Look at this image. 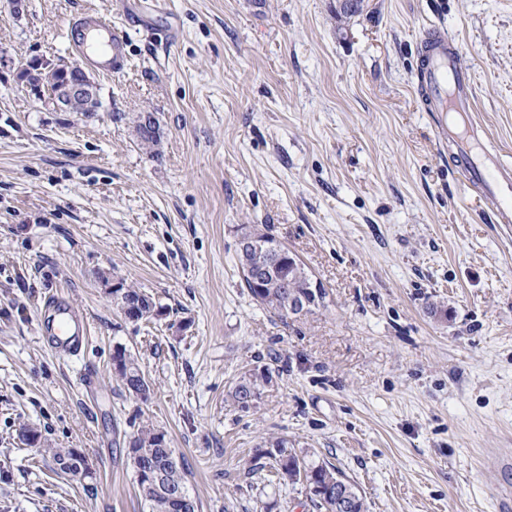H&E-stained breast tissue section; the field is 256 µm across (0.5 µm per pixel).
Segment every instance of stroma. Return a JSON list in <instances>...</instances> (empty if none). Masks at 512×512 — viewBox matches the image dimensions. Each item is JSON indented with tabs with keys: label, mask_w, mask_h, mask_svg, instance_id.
Wrapping results in <instances>:
<instances>
[{
	"label": "stroma",
	"mask_w": 512,
	"mask_h": 512,
	"mask_svg": "<svg viewBox=\"0 0 512 512\" xmlns=\"http://www.w3.org/2000/svg\"><path fill=\"white\" fill-rule=\"evenodd\" d=\"M88 10L126 30L129 64L96 76L97 112H56L19 68L72 62L65 24ZM434 23L512 161V0H0V512H143L126 448L145 423L201 512H313L303 486L247 475L278 436L369 512H512V224L449 172L416 94ZM245 227L324 302L257 304ZM117 281L163 316L126 319ZM54 293L91 326L69 360L39 339ZM119 346L147 399L116 380ZM68 449L88 474L60 468ZM259 379H263V376H255L252 380L244 379L236 385L234 390V398L241 408H249L253 404V402L259 397Z\"/></svg>",
	"instance_id": "obj_1"
}]
</instances>
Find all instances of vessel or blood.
<instances>
[{
    "label": "vessel or blood",
    "mask_w": 512,
    "mask_h": 512,
    "mask_svg": "<svg viewBox=\"0 0 512 512\" xmlns=\"http://www.w3.org/2000/svg\"><path fill=\"white\" fill-rule=\"evenodd\" d=\"M66 39L78 59L103 75L121 72L128 64L126 31L95 12L70 18ZM418 91L426 111L434 116L437 140L453 145L452 163L465 173L468 188L492 203L495 223L511 224L512 162L489 144L484 126L476 119L472 77L442 27L424 33ZM44 310L48 321L43 343L58 356H77L90 335L87 317L74 313L68 299L57 293L47 299Z\"/></svg>",
    "instance_id": "b4317fda"
}]
</instances>
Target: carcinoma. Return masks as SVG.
<instances>
[{"label":"carcinoma","instance_id":"carcinoma-1","mask_svg":"<svg viewBox=\"0 0 512 512\" xmlns=\"http://www.w3.org/2000/svg\"><path fill=\"white\" fill-rule=\"evenodd\" d=\"M245 236H253L263 241V246L239 260V274L243 287L259 305L271 310L282 318H288V296L292 293H304L313 282L304 264L285 245L273 235L254 228H247ZM132 293L144 303V320H150L163 314V307L143 291L132 289ZM123 364L117 376L124 388L137 395L141 387L147 386L145 375L136 360L119 347L113 354ZM259 377L244 379L234 390L238 405L249 408L259 397ZM171 450L167 447L164 432L153 426L143 425L133 435V443L127 448V456L134 461L137 458L150 457L158 463H167L162 483L149 479L145 474L135 473L136 484L147 512H180V506L170 495L172 488H186L185 475L178 463L168 461ZM260 457L266 459L261 466L251 469L254 476L265 468L276 471L281 479L293 484L307 481L306 489L313 509L317 512H366L364 497L355 484L344 478L342 472L332 464L320 463L311 455L300 456L288 450V439L279 437L269 443Z\"/></svg>","mask_w":512,"mask_h":512}]
</instances>
